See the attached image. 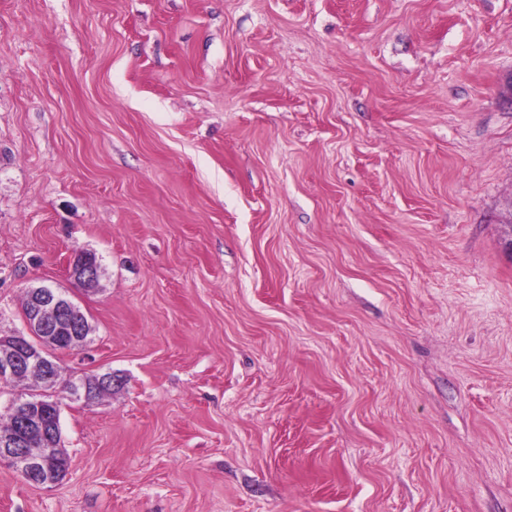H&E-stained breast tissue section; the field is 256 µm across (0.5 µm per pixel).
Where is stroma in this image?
Returning a JSON list of instances; mask_svg holds the SVG:
<instances>
[{"label": "stroma", "instance_id": "35a3bbf8", "mask_svg": "<svg viewBox=\"0 0 512 512\" xmlns=\"http://www.w3.org/2000/svg\"><path fill=\"white\" fill-rule=\"evenodd\" d=\"M511 216L512 0H0V336L119 380L0 512H512ZM86 256H94L92 253H85L81 262L76 264V260L72 259L69 266V275L85 286H93L98 281L101 270V264L95 259L87 260ZM76 266V267H75Z\"/></svg>", "mask_w": 512, "mask_h": 512}]
</instances>
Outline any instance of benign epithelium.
Returning a JSON list of instances; mask_svg holds the SVG:
<instances>
[{
  "instance_id": "1",
  "label": "benign epithelium",
  "mask_w": 512,
  "mask_h": 512,
  "mask_svg": "<svg viewBox=\"0 0 512 512\" xmlns=\"http://www.w3.org/2000/svg\"><path fill=\"white\" fill-rule=\"evenodd\" d=\"M101 264L96 259L70 261L69 274L75 280L93 286L98 281ZM28 293L27 327L41 336L40 344L32 348L23 336H0V377L21 379L29 383V400L41 407L54 410L53 422L48 424L35 415L22 427L0 434V463L12 467L23 479L37 485H54L63 479L64 472L47 471L42 466L61 454L59 448H45L49 438L61 436L60 412L62 401L57 384L61 370L53 361L50 344L62 331H70L72 344L86 346L91 333L89 322L62 293L50 286L31 287Z\"/></svg>"
}]
</instances>
